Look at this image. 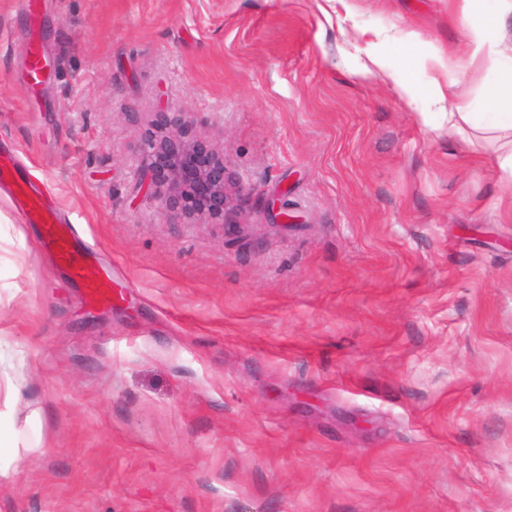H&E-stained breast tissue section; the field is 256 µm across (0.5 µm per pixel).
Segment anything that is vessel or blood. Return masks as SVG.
I'll list each match as a JSON object with an SVG mask.
<instances>
[{
	"label": "vessel or blood",
	"instance_id": "vessel-or-blood-1",
	"mask_svg": "<svg viewBox=\"0 0 512 512\" xmlns=\"http://www.w3.org/2000/svg\"><path fill=\"white\" fill-rule=\"evenodd\" d=\"M1 182L9 184L21 206L24 222L38 225L41 248L68 271L84 297L91 302L110 299L111 285L93 263L87 248L77 242L71 226L64 223L56 209L44 203L41 194L26 177L19 175L15 165L0 163Z\"/></svg>",
	"mask_w": 512,
	"mask_h": 512
}]
</instances>
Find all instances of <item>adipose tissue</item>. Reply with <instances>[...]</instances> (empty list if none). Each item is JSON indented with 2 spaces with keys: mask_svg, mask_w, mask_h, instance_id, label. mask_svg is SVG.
<instances>
[{
  "mask_svg": "<svg viewBox=\"0 0 512 512\" xmlns=\"http://www.w3.org/2000/svg\"><path fill=\"white\" fill-rule=\"evenodd\" d=\"M481 0H464L463 15L469 18L472 31L470 56L467 66H474L485 54L484 46L489 31L503 29L508 17L512 16V0H492L491 12L478 14ZM449 109L443 119L448 124L450 135L464 142H472L475 133L488 134L489 150L480 153V160L492 166L498 173L501 184L512 189V56L499 64L496 78L489 88L486 109L475 112L470 102L456 91L448 93ZM8 393L4 409L0 410V424L11 430L8 447L0 448V477L7 476L13 461L21 454L37 451L41 444L40 435H27L14 426L13 415L24 401L19 384L7 385Z\"/></svg>",
  "mask_w": 512,
  "mask_h": 512,
  "instance_id": "adipose-tissue-1",
  "label": "adipose tissue"
}]
</instances>
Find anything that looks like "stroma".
<instances>
[{
	"mask_svg": "<svg viewBox=\"0 0 512 512\" xmlns=\"http://www.w3.org/2000/svg\"><path fill=\"white\" fill-rule=\"evenodd\" d=\"M460 0H0V153L112 280L88 304L0 190V404L40 451L0 512H512V215L471 146L425 126ZM512 33L455 72L485 109ZM386 68L359 72L369 52ZM280 194L237 239L138 184L156 113Z\"/></svg>",
	"mask_w": 512,
	"mask_h": 512,
	"instance_id": "35a3bbf8",
	"label": "stroma"
}]
</instances>
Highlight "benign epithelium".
Listing matches in <instances>:
<instances>
[{
  "instance_id": "benign-epithelium-1",
  "label": "benign epithelium",
  "mask_w": 512,
  "mask_h": 512,
  "mask_svg": "<svg viewBox=\"0 0 512 512\" xmlns=\"http://www.w3.org/2000/svg\"><path fill=\"white\" fill-rule=\"evenodd\" d=\"M139 156L140 185L169 220L241 226L253 189L229 178L224 151L196 133L187 113H156Z\"/></svg>"
}]
</instances>
